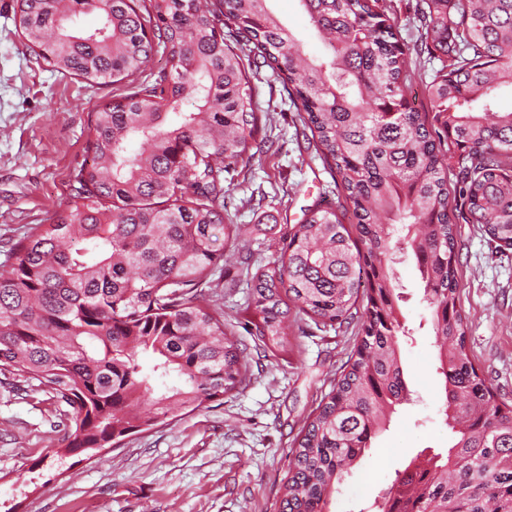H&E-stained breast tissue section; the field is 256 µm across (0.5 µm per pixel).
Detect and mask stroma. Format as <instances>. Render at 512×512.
<instances>
[{"label": "stroma", "mask_w": 512, "mask_h": 512, "mask_svg": "<svg viewBox=\"0 0 512 512\" xmlns=\"http://www.w3.org/2000/svg\"><path fill=\"white\" fill-rule=\"evenodd\" d=\"M14 6L0 0V267L12 263L10 248L30 227L68 209L73 176L92 160L90 116L112 99L111 84L58 73L37 59L16 32ZM271 8L308 55L323 54L298 0H271ZM271 75L262 68L258 90L270 104L260 126L273 149L228 175L224 197L225 216L241 229L238 249L255 269L279 255L282 234L307 209L337 197L334 173ZM456 236L469 353L494 390L512 400V249H499L475 224L457 222ZM395 273L411 398L346 474L330 512H376L411 458L447 453L450 444L431 310L413 256L397 255ZM216 292L225 321L245 337L249 284L236 258L225 261ZM358 329L289 316L286 360L251 352L241 388L78 458L60 453L64 404L0 372V512H280L291 450L339 378Z\"/></svg>", "instance_id": "35a3bbf8"}]
</instances>
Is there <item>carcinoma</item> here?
Here are the masks:
<instances>
[{
	"label": "carcinoma",
	"instance_id": "cac0c4a2",
	"mask_svg": "<svg viewBox=\"0 0 512 512\" xmlns=\"http://www.w3.org/2000/svg\"><path fill=\"white\" fill-rule=\"evenodd\" d=\"M268 2L16 0V28L38 58L110 81L114 95L90 116L92 163L74 175L69 210L29 228L0 272V371L70 408L74 456L246 382L247 345L203 288L235 255L224 182L261 148L252 80L267 66L345 202L308 209L252 275L249 334L276 357L288 352L290 308L332 327L366 299L354 354L292 450L281 512H328L407 400L393 271L402 245L432 311L452 437L447 454L397 472L379 512H512V405L471 360L455 235L460 218L512 249V110L492 111L494 90L512 86V0H420L411 46L381 0H299L324 45L319 58ZM88 13L97 27L79 24ZM159 48V79L137 81ZM432 49L445 59L425 83L422 113L405 87L413 56Z\"/></svg>",
	"mask_w": 512,
	"mask_h": 512
}]
</instances>
